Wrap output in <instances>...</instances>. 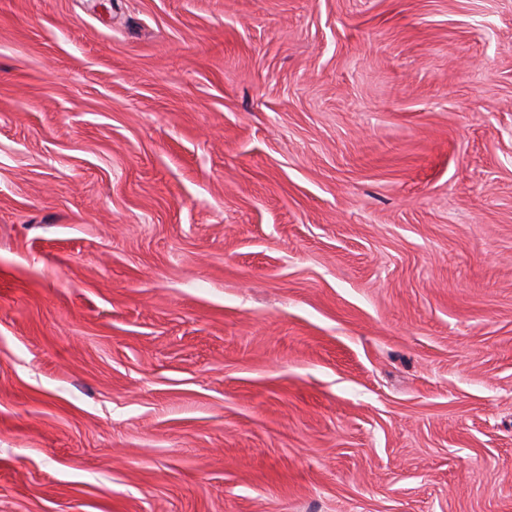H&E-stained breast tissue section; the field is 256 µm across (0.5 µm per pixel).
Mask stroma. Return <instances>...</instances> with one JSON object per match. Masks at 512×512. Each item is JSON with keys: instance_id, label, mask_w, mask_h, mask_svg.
<instances>
[{"instance_id": "1", "label": "stroma", "mask_w": 512, "mask_h": 512, "mask_svg": "<svg viewBox=\"0 0 512 512\" xmlns=\"http://www.w3.org/2000/svg\"><path fill=\"white\" fill-rule=\"evenodd\" d=\"M0 512H512V0H0Z\"/></svg>"}]
</instances>
